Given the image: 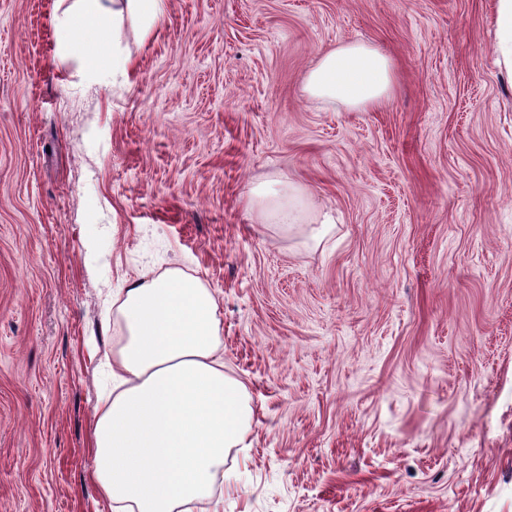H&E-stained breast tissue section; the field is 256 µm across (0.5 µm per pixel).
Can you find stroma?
Listing matches in <instances>:
<instances>
[{"instance_id":"35a3bbf8","label":"stroma","mask_w":512,"mask_h":512,"mask_svg":"<svg viewBox=\"0 0 512 512\" xmlns=\"http://www.w3.org/2000/svg\"><path fill=\"white\" fill-rule=\"evenodd\" d=\"M59 0H0V512H113L90 453L116 289L177 267L217 299L252 399L218 512H512V74L497 0H166L103 83ZM394 63L349 112L302 77ZM282 172L339 222L260 233ZM391 60L375 47L347 42L321 53L303 77V92L313 100L350 111H367L393 89Z\"/></svg>"}]
</instances>
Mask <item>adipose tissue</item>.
Listing matches in <instances>:
<instances>
[{
    "mask_svg": "<svg viewBox=\"0 0 512 512\" xmlns=\"http://www.w3.org/2000/svg\"><path fill=\"white\" fill-rule=\"evenodd\" d=\"M106 0H71L57 17L62 51L98 77L114 69L98 41ZM390 59L347 42L321 53L303 77L313 100L366 111L393 89ZM253 223L320 244L336 222L286 174L250 186ZM121 336L108 364L117 385L99 401L90 446L104 500L119 512H201L215 496L229 451L243 446L254 409L245 387L224 370L217 299L195 276L172 268L143 277L112 297Z\"/></svg>",
    "mask_w": 512,
    "mask_h": 512,
    "instance_id": "obj_1",
    "label": "adipose tissue"
}]
</instances>
